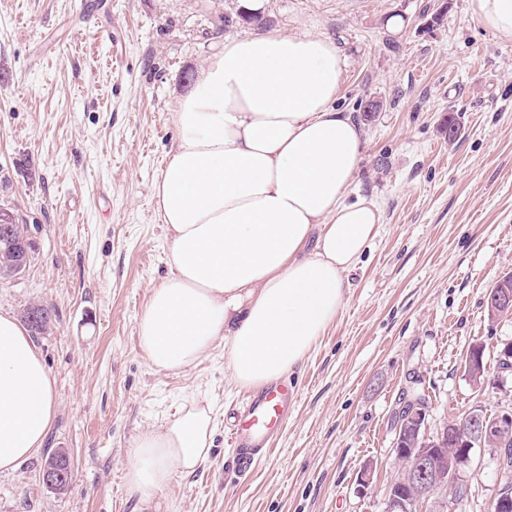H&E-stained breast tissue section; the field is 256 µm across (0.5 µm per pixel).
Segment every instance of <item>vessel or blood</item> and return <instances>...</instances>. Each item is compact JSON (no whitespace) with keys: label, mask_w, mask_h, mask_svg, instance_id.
Segmentation results:
<instances>
[{"label":"vessel or blood","mask_w":512,"mask_h":512,"mask_svg":"<svg viewBox=\"0 0 512 512\" xmlns=\"http://www.w3.org/2000/svg\"><path fill=\"white\" fill-rule=\"evenodd\" d=\"M298 390L290 376L266 385L240 412L228 435L238 474L249 473L267 454L270 443L294 412Z\"/></svg>","instance_id":"obj_1"}]
</instances>
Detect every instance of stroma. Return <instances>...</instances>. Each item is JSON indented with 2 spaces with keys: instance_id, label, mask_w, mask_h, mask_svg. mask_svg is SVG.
Masks as SVG:
<instances>
[{
  "instance_id": "stroma-1",
  "label": "stroma",
  "mask_w": 512,
  "mask_h": 512,
  "mask_svg": "<svg viewBox=\"0 0 512 512\" xmlns=\"http://www.w3.org/2000/svg\"><path fill=\"white\" fill-rule=\"evenodd\" d=\"M244 4L0 0V208L26 224L34 250L23 274L0 278V311L56 313L34 340L55 382L45 445L74 463L61 498L41 482L43 451L0 472V512H148L124 486L130 451L192 395L215 410L210 454L158 495V512H386L403 397L425 395L431 434L471 406L512 405V374L496 361L512 320L486 304L512 274V41L478 26L468 0H259L253 21ZM267 33L334 42L338 105L365 131L352 194L375 201L382 223L344 306L293 371L295 415L238 479L226 433L247 392L227 350L158 372L136 324L170 274L152 185L177 135L176 102L225 38ZM476 343L502 389L467 379ZM460 475L469 494L456 512H487L496 450L474 449Z\"/></svg>"
}]
</instances>
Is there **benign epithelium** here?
<instances>
[{
    "mask_svg": "<svg viewBox=\"0 0 512 512\" xmlns=\"http://www.w3.org/2000/svg\"><path fill=\"white\" fill-rule=\"evenodd\" d=\"M29 255L26 245L19 243L11 263L4 270L14 275L23 273L28 267ZM489 308L512 311V287L495 289L488 297ZM412 421L408 446L396 449L402 458L405 478L388 485L386 501L388 512H443L450 494L463 495L458 469L469 460L474 444H499L504 432L512 430V409L490 413L484 409L471 410L462 427L441 431L433 440L420 436L421 428L427 425L426 411L416 404L406 417ZM72 460L66 453L48 458L41 472L42 483L48 488L60 485L71 474ZM404 486L407 492L399 494L395 489ZM499 512H512V473L505 469V461L499 460V489L494 497Z\"/></svg>",
    "mask_w": 512,
    "mask_h": 512,
    "instance_id": "benign-epithelium-1",
    "label": "benign epithelium"
}]
</instances>
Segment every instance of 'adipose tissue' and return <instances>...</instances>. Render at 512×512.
Returning <instances> with one entry per match:
<instances>
[{"instance_id":"adipose-tissue-1","label":"adipose tissue","mask_w":512,"mask_h":512,"mask_svg":"<svg viewBox=\"0 0 512 512\" xmlns=\"http://www.w3.org/2000/svg\"><path fill=\"white\" fill-rule=\"evenodd\" d=\"M512 40V0H468ZM344 61L312 34L228 37L173 114L177 138L152 193L172 274L137 321L151 367L183 372L224 344L231 377L258 389L292 373L346 300L348 275L381 224L349 201L364 131L336 105ZM53 381L24 328L0 312V472L41 448ZM211 406L189 398L139 437L126 490L143 505L208 459Z\"/></svg>"}]
</instances>
